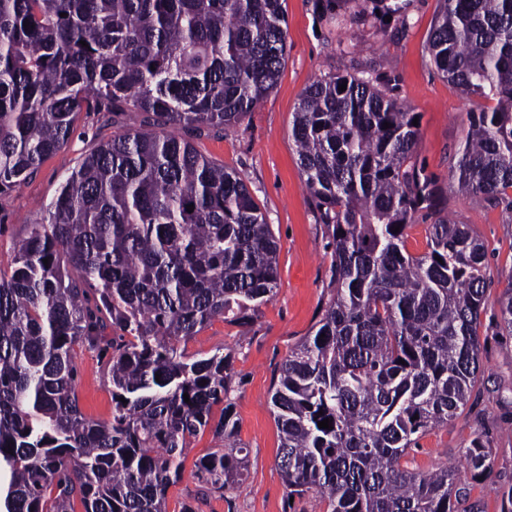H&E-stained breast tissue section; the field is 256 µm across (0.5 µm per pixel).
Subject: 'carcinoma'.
<instances>
[{"label":"carcinoma","instance_id":"1","mask_svg":"<svg viewBox=\"0 0 512 512\" xmlns=\"http://www.w3.org/2000/svg\"><path fill=\"white\" fill-rule=\"evenodd\" d=\"M283 2L0 0V195L81 112L152 120L85 155L0 272V512H75L76 500L167 512L208 428L224 447L196 459L197 477L220 495L242 480L233 354L192 360L185 345L274 297L277 241L244 179L169 128L231 127L257 107L285 62ZM428 51L463 95L495 101L469 113L452 178L497 202L512 189V0H443ZM415 118L351 74L314 81L293 116L305 188L331 227L334 288L271 404L289 494L312 491L326 512H483L454 470L401 464L466 404L487 301L483 243L441 214V187L413 162ZM418 216L431 224L415 256L405 230ZM497 305L512 333L511 288ZM83 347L111 352L110 422L79 409ZM490 455L479 440L465 449L479 475Z\"/></svg>","mask_w":512,"mask_h":512}]
</instances>
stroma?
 <instances>
[{
  "mask_svg": "<svg viewBox=\"0 0 512 512\" xmlns=\"http://www.w3.org/2000/svg\"><path fill=\"white\" fill-rule=\"evenodd\" d=\"M391 20L362 21L353 0H285L286 57L273 90L234 128L183 130L197 150L238 172L251 190L278 241V289L245 324L215 318L186 344L200 358L218 349L234 352L232 398L239 438L248 449L243 483L224 495L206 490L194 475L195 460L220 447L212 431L192 440L184 472L168 491L167 512H320L313 494L290 497L279 468L280 433L271 388L289 351L319 320L331 280L329 230L304 186L294 142L293 114L316 79L345 71L385 81L388 95L419 117L414 160L445 192L450 218L469 225L485 247L488 303L478 325L480 372L467 404L448 424L422 436L403 458L419 472L457 466L473 439L491 450L486 474L472 481L473 499L484 512H501L512 497V334L497 319L496 300L512 269V206L478 202L459 192L452 178L455 151L469 113L487 99L464 97L435 69L428 43L440 0H394ZM140 113L80 114L68 142L26 180L0 196V271L10 272L16 247L32 223L43 220L65 176L97 144L142 124ZM77 397L89 419H112L107 358L77 349Z\"/></svg>",
  "mask_w": 512,
  "mask_h": 512,
  "instance_id": "obj_1",
  "label": "stroma"
}]
</instances>
